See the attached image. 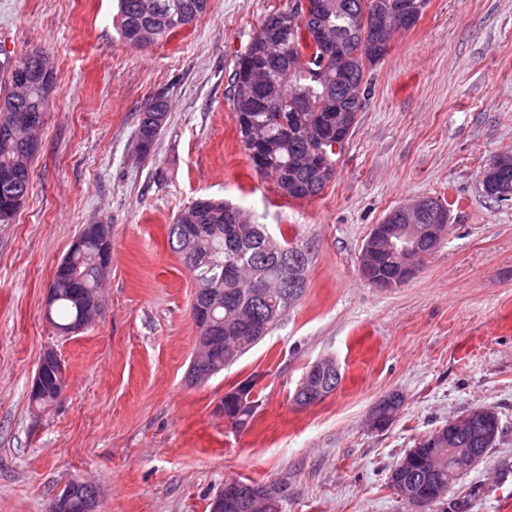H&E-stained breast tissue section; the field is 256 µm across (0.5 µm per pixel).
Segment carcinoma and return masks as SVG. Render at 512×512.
Returning <instances> with one entry per match:
<instances>
[{
	"mask_svg": "<svg viewBox=\"0 0 512 512\" xmlns=\"http://www.w3.org/2000/svg\"><path fill=\"white\" fill-rule=\"evenodd\" d=\"M209 0H118L116 23L124 40L143 44L175 31L170 19L182 17L188 24L202 17ZM392 0H340L338 8L328 14L305 21L287 7L268 14L250 37L244 50L234 61L229 76V100L243 150L251 140L265 143L262 170L258 175L272 182L276 191L288 200H309L319 196L337 173L338 154L327 140L349 139L359 112L365 105L367 76L388 53L389 40L371 27V16L386 10ZM267 25L282 32V51L270 53L262 40ZM329 27L343 37L341 49L331 56L319 42L316 32ZM15 64L8 66L6 86L0 92V103L13 108L0 112V170L17 165L21 140L34 136L35 128L15 126L14 112L26 109L36 112L41 103V89L31 91L30 100L15 101L10 95ZM312 69L325 72L327 82L315 83L308 73ZM165 97L158 96L142 113L138 129V147L148 155L161 126L152 120L153 113L167 111ZM325 140L329 163L323 170L303 165L312 140ZM483 195L495 201L512 198V158H508L507 175L481 185ZM170 248L195 275L199 288L194 297L198 306L210 312L212 332L200 330L214 344L207 355L195 357L190 368L191 382L202 383L224 367L237 361L256 344L250 333L224 334V327L260 323L261 336L293 309L298 299H288L281 291L287 263L295 265L301 284H306L308 249L294 244L284 234H271L266 225L251 223L244 211L227 201L210 200L199 208L192 202L169 225ZM112 244L89 239L84 253L66 260L62 269L54 271L50 288L55 301L50 311L56 316L51 324L65 331L75 324L87 322L102 304L100 282L107 270L96 265L90 256L106 252ZM265 289L260 300L255 292ZM65 379L56 374L46 376L40 397L32 399L38 407L57 400V385ZM225 418L239 425L237 415L243 402L240 391H229L222 398ZM379 429L389 427L396 414L391 397L375 405ZM501 432L498 414L484 409L469 434H452L448 426L422 438L406 458L409 467L395 466L390 481L408 482L418 495L430 490L446 489L464 471L458 470L451 448H476L486 457ZM64 499H53L50 512H65L61 501L82 503L96 500L92 486L72 481L62 490Z\"/></svg>",
	"mask_w": 512,
	"mask_h": 512,
	"instance_id": "1",
	"label": "carcinoma"
}]
</instances>
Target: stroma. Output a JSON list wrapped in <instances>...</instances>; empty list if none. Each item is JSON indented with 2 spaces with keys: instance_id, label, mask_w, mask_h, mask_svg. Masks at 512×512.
<instances>
[{
  "instance_id": "1",
  "label": "stroma",
  "mask_w": 512,
  "mask_h": 512,
  "mask_svg": "<svg viewBox=\"0 0 512 512\" xmlns=\"http://www.w3.org/2000/svg\"><path fill=\"white\" fill-rule=\"evenodd\" d=\"M288 0H210L208 12L130 46L116 0H0V80L22 50H47L56 89L32 161V187L0 224V512H49L71 481L98 512H210L233 481L279 490L282 512H406L390 484L401 458L449 419L483 406L502 431L487 457L426 512H512V201L484 197L479 173L512 153V0H428L372 70L365 107L335 178L318 197L282 199L253 170L226 97L237 54ZM168 111L150 155L140 114ZM437 197L448 236L420 273L389 290L360 276L373 225ZM224 199L309 251L296 307L207 383L189 370L196 280L168 228L197 198ZM112 233L103 304L80 333L56 335L45 296L85 225ZM64 365L42 409L30 382L46 348ZM337 390L293 395L315 362ZM257 377V411L239 428L215 415L226 390ZM384 430L365 419L385 396ZM167 108L165 96H158L142 113L138 129V147L145 156L150 154L154 141L162 127V125L155 124L151 117L154 112H159L153 118L155 121L162 123L165 115H162L160 112H167Z\"/></svg>"
}]
</instances>
